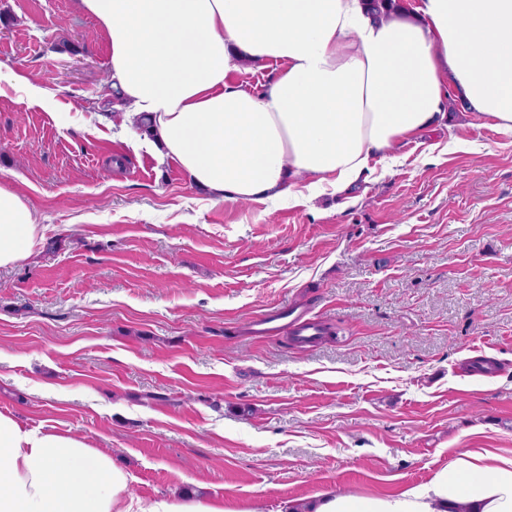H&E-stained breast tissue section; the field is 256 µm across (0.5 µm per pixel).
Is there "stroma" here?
Here are the masks:
<instances>
[{
	"label": "stroma",
	"mask_w": 512,
	"mask_h": 512,
	"mask_svg": "<svg viewBox=\"0 0 512 512\" xmlns=\"http://www.w3.org/2000/svg\"><path fill=\"white\" fill-rule=\"evenodd\" d=\"M0 66L54 102L0 94V184L39 237L0 268V412L111 450L134 496L253 512L512 451L511 133L449 96L445 127L343 194L217 202L113 119L108 41L77 0H0ZM287 303L326 335H245ZM9 84L18 86L23 95L18 99L19 103L25 104L27 107L40 106L47 107L52 105V100L48 98L45 91L26 81V79L17 73L11 72Z\"/></svg>",
	"instance_id": "stroma-1"
}]
</instances>
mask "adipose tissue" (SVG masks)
Masks as SVG:
<instances>
[{
    "instance_id": "ef3b65f1",
    "label": "adipose tissue",
    "mask_w": 512,
    "mask_h": 512,
    "mask_svg": "<svg viewBox=\"0 0 512 512\" xmlns=\"http://www.w3.org/2000/svg\"><path fill=\"white\" fill-rule=\"evenodd\" d=\"M108 38L127 120L215 201H297L301 180L343 191L373 158L441 122L453 89L512 133V0H419L376 19L363 0H79ZM277 63L269 89L232 83L237 54ZM37 224L0 186V268L31 257ZM0 512H240L207 498L145 500L86 438L0 412ZM279 512H512V455L468 450L382 495L329 489Z\"/></svg>"
}]
</instances>
